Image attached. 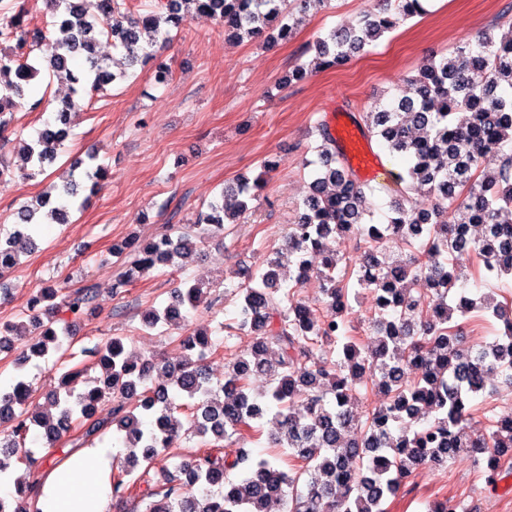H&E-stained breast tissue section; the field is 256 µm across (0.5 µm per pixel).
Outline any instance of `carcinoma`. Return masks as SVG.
I'll list each match as a JSON object with an SVG mask.
<instances>
[{"mask_svg": "<svg viewBox=\"0 0 512 512\" xmlns=\"http://www.w3.org/2000/svg\"><path fill=\"white\" fill-rule=\"evenodd\" d=\"M167 2V14L131 18L117 29L104 22L118 0H50L53 16L60 17L53 40L43 27L24 21L23 6L12 15L0 10V43H12L10 52L0 53V130L40 73L34 60L42 46L52 48L49 71L70 87L57 124L23 144L24 177L44 173L55 161L86 90L126 76L98 54L100 36L118 41L133 66L151 58L145 45L170 39L171 29L199 14L223 23L239 40L293 34L287 22L293 0ZM423 12L421 0H381L379 12L317 40L316 54L296 67V77L344 65L398 20ZM76 55L86 62L78 74L70 68ZM476 72L482 81L474 80ZM361 124L390 155L405 159L397 178L405 192L426 196L427 206L398 203L389 223L363 221L372 216V188L349 175L335 138L319 125L312 195L289 225L285 247L264 257L236 286L243 317L227 329L253 342L229 362L224 379L213 381L202 364L205 352L221 347L205 331L181 337L182 355L173 361L129 351L122 338L113 337L85 351L91 365L69 370L47 408L33 404L26 381L0 392V421L12 423L0 437V474L12 458L38 473L40 460L23 448L32 430L42 431L51 448L63 439L76 448L94 443L114 425L124 432L125 457L112 475V501L124 512H268L273 501L285 512H387V497L417 468L444 466L461 454L481 457L487 482L496 484L503 464L512 460V407L502 410L488 434L472 433L468 422L474 400L486 394L493 376L512 385V305L490 293L477 300L468 296L454 260L471 254L485 276L512 281V22L498 38L483 32L453 54L422 64L399 96L362 113ZM282 162L278 156L265 160L264 174L239 185L241 200L223 196L177 237L164 234L141 243L132 236L112 248L117 255L130 250L118 284L135 281L157 264L189 258L197 241L247 209L243 197L262 191L265 175ZM105 177L95 158L86 166L77 160L63 193L75 198L81 181ZM49 201L45 194L16 211L7 245L0 247V275L18 264L25 244L34 243L35 215ZM349 234L363 240L362 261L341 268L343 257L328 240ZM310 253L321 256L315 269L306 259ZM311 280L325 298L321 313L295 298ZM362 289L375 303V339L366 347L346 335L347 313ZM93 299L89 288L43 287L27 301V320L6 324L0 333L32 351L59 350L69 319L84 315ZM206 302L198 285L176 288L172 302L146 313L143 322L179 329ZM473 311L504 325L502 336L478 349L462 345L457 323ZM96 368L101 375L90 376ZM258 376L268 380L262 394L250 389V379ZM369 392L378 402L362 423L357 408ZM106 398L109 416H95ZM269 413L277 421L271 441L289 450L296 460L291 469H282L275 456L255 457L245 448L234 457L224 455L223 441L260 433ZM182 433L200 438L203 452L156 467L159 449ZM197 486L208 490L198 497ZM428 512L472 508L463 498L447 497L428 505Z\"/></svg>", "mask_w": 512, "mask_h": 512, "instance_id": "1", "label": "carcinoma"}]
</instances>
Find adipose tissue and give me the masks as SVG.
<instances>
[{
  "mask_svg": "<svg viewBox=\"0 0 512 512\" xmlns=\"http://www.w3.org/2000/svg\"><path fill=\"white\" fill-rule=\"evenodd\" d=\"M115 454L102 441L51 456L31 492L36 512H110Z\"/></svg>",
  "mask_w": 512,
  "mask_h": 512,
  "instance_id": "1",
  "label": "adipose tissue"
}]
</instances>
